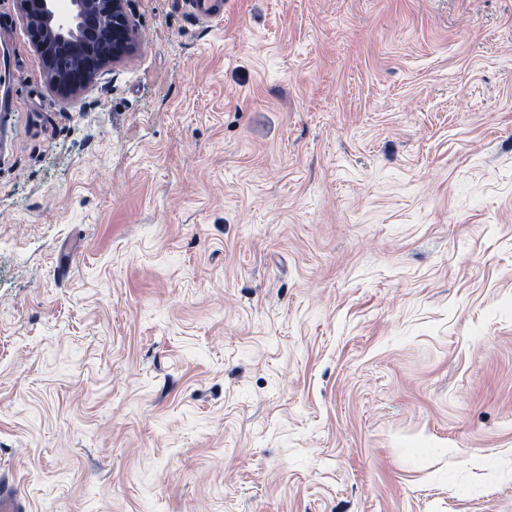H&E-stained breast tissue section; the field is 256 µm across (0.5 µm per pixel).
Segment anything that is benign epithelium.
<instances>
[{
    "instance_id": "benign-epithelium-1",
    "label": "benign epithelium",
    "mask_w": 512,
    "mask_h": 512,
    "mask_svg": "<svg viewBox=\"0 0 512 512\" xmlns=\"http://www.w3.org/2000/svg\"><path fill=\"white\" fill-rule=\"evenodd\" d=\"M128 0H19L46 78L61 96L87 88L109 64L132 57L138 37Z\"/></svg>"
}]
</instances>
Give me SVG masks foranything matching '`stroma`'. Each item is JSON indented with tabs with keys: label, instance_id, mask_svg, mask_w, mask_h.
Returning a JSON list of instances; mask_svg holds the SVG:
<instances>
[{
	"label": "stroma",
	"instance_id": "stroma-1",
	"mask_svg": "<svg viewBox=\"0 0 512 512\" xmlns=\"http://www.w3.org/2000/svg\"><path fill=\"white\" fill-rule=\"evenodd\" d=\"M65 100L0 0V477L27 512H512V0H130ZM192 17L200 23L212 25L224 18L223 0H185Z\"/></svg>",
	"mask_w": 512,
	"mask_h": 512
}]
</instances>
